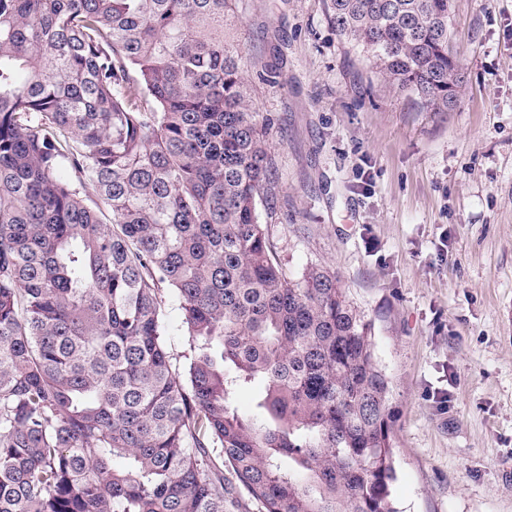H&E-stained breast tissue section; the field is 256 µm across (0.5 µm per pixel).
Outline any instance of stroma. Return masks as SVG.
Returning <instances> with one entry per match:
<instances>
[{
    "mask_svg": "<svg viewBox=\"0 0 512 512\" xmlns=\"http://www.w3.org/2000/svg\"><path fill=\"white\" fill-rule=\"evenodd\" d=\"M289 276L336 271L391 387L399 512H512V0H453L445 112L388 85L327 0H236Z\"/></svg>",
    "mask_w": 512,
    "mask_h": 512,
    "instance_id": "35a3bbf8",
    "label": "stroma"
}]
</instances>
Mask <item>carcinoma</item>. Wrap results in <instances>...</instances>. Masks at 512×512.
Returning <instances> with one entry per match:
<instances>
[{"mask_svg": "<svg viewBox=\"0 0 512 512\" xmlns=\"http://www.w3.org/2000/svg\"><path fill=\"white\" fill-rule=\"evenodd\" d=\"M232 2L0 0V512H398L372 322L330 269L288 277L258 220ZM328 12L448 111V0ZM165 343L174 358L181 365L186 363L184 355L188 356V337L185 329L181 326V313L177 303L172 301L165 292ZM231 402L238 413L249 418L260 420L256 408L257 395L254 390L248 387H239L231 394Z\"/></svg>", "mask_w": 512, "mask_h": 512, "instance_id": "1", "label": "carcinoma"}]
</instances>
